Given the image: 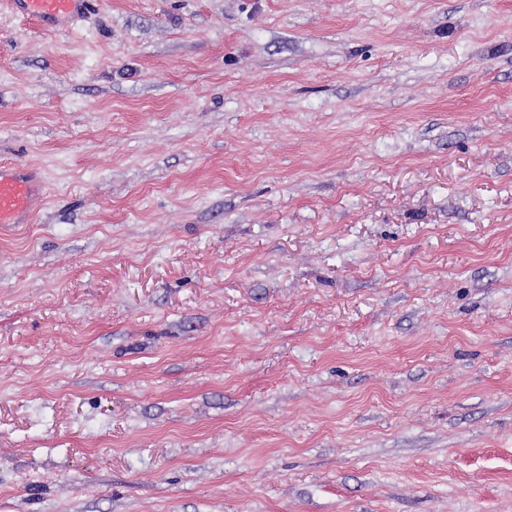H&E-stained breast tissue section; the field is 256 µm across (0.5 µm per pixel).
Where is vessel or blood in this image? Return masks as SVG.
Listing matches in <instances>:
<instances>
[{"mask_svg": "<svg viewBox=\"0 0 512 512\" xmlns=\"http://www.w3.org/2000/svg\"><path fill=\"white\" fill-rule=\"evenodd\" d=\"M12 9L40 26L53 28L83 19L90 0H9ZM43 183L33 171L0 164V224L28 223L42 196Z\"/></svg>", "mask_w": 512, "mask_h": 512, "instance_id": "1", "label": "vessel or blood"}]
</instances>
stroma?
<instances>
[{
  "instance_id": "35a3bbf8",
  "label": "stroma",
  "mask_w": 512,
  "mask_h": 512,
  "mask_svg": "<svg viewBox=\"0 0 512 512\" xmlns=\"http://www.w3.org/2000/svg\"><path fill=\"white\" fill-rule=\"evenodd\" d=\"M0 512H512V0H0ZM9 3L18 15L47 28L81 20L90 8V0H9ZM43 183L33 171L0 164V224H26L41 199Z\"/></svg>"
}]
</instances>
